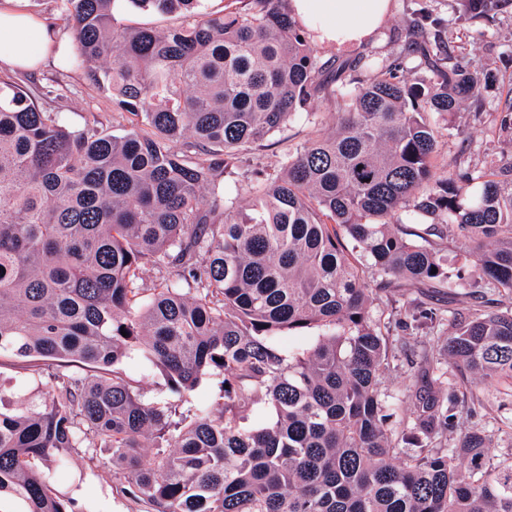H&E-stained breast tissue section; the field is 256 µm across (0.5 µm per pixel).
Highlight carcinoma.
<instances>
[{
  "label": "carcinoma",
  "instance_id": "1",
  "mask_svg": "<svg viewBox=\"0 0 512 512\" xmlns=\"http://www.w3.org/2000/svg\"><path fill=\"white\" fill-rule=\"evenodd\" d=\"M50 2L128 126L70 130L66 83L0 74V358L29 374L0 378V499L81 512L52 487L76 454L146 512H512V463L490 454L493 431L462 424L473 386H512V306L435 310L410 292L454 280L488 303L512 295V154L439 175L427 120L495 75L419 23L404 51L427 69L415 82L401 57L326 65L290 0H128L180 19L134 26L116 0ZM338 96L350 104L329 132L251 172L248 206L224 194L240 150ZM450 237L470 246L465 271L441 256ZM153 270L175 278L141 288ZM397 295L432 342L402 413L381 390L408 327ZM311 327L314 344H286ZM135 352L177 400H144L123 368ZM212 373L219 398L191 401ZM261 408L274 418L254 426Z\"/></svg>",
  "mask_w": 512,
  "mask_h": 512
}]
</instances>
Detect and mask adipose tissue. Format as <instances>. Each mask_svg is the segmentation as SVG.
<instances>
[{
    "instance_id": "adipose-tissue-1",
    "label": "adipose tissue",
    "mask_w": 512,
    "mask_h": 512,
    "mask_svg": "<svg viewBox=\"0 0 512 512\" xmlns=\"http://www.w3.org/2000/svg\"><path fill=\"white\" fill-rule=\"evenodd\" d=\"M26 0H0V67L34 69L51 45L70 48L26 9ZM390 0H291V13L321 43L340 49L361 44L385 21Z\"/></svg>"
}]
</instances>
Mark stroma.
Wrapping results in <instances>:
<instances>
[{
	"label": "stroma",
	"mask_w": 512,
	"mask_h": 512,
	"mask_svg": "<svg viewBox=\"0 0 512 512\" xmlns=\"http://www.w3.org/2000/svg\"><path fill=\"white\" fill-rule=\"evenodd\" d=\"M431 18L441 21L455 57L474 72L494 71L495 86L481 91L477 105L460 112L430 114L439 130L438 159L440 171L453 175L468 170H489L491 161L512 152V134L502 131L500 119L512 107V0H495L488 16L471 22L463 15L462 0H427ZM419 9L417 0H390V12L384 25L362 44L336 51L322 45L314 50L321 60L342 62L354 58L369 59L376 66L391 63L401 56L405 32ZM18 79L27 84L50 85L56 78L71 84L74 92L61 109V118L78 129L102 121L116 126L123 120L112 110L107 94L89 85L81 69L69 63L22 70ZM332 103H323L321 111L295 115L288 125L272 133L263 146L243 152L241 164L225 178L229 190L244 189L250 168L279 167L284 155L327 132L328 112ZM54 487L59 494L76 498L85 512H132L129 499L115 491L112 474L97 468L81 457H74L69 471L56 476Z\"/></svg>",
	"instance_id": "obj_1"
}]
</instances>
